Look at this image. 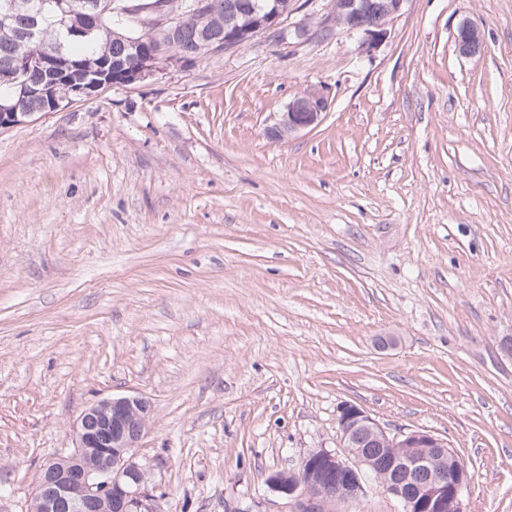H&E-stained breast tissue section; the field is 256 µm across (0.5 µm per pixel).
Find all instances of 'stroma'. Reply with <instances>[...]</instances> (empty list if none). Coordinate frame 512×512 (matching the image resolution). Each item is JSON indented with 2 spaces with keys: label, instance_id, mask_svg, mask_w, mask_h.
<instances>
[{
  "label": "stroma",
  "instance_id": "35a3bbf8",
  "mask_svg": "<svg viewBox=\"0 0 512 512\" xmlns=\"http://www.w3.org/2000/svg\"><path fill=\"white\" fill-rule=\"evenodd\" d=\"M325 5L0 129V512L122 394L160 512H289L269 477L340 450L345 403L512 512V0H406L368 54L297 36ZM307 90L321 122L271 140ZM458 51L464 56H472L480 52L483 42L479 28L471 23L464 22L459 29Z\"/></svg>",
  "mask_w": 512,
  "mask_h": 512
}]
</instances>
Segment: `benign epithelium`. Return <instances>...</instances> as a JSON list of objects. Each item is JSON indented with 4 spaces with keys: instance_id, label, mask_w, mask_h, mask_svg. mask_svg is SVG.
<instances>
[{
    "instance_id": "1",
    "label": "benign epithelium",
    "mask_w": 512,
    "mask_h": 512,
    "mask_svg": "<svg viewBox=\"0 0 512 512\" xmlns=\"http://www.w3.org/2000/svg\"><path fill=\"white\" fill-rule=\"evenodd\" d=\"M405 0H327L326 12L316 28L328 32L342 29L360 36V48L369 53L389 33L393 19ZM44 0H5L0 4V30L14 32L12 22L23 11L42 12ZM95 0H70L66 15L71 18L67 34L89 37L95 29ZM296 10L295 0H224V14H218L214 0H158L153 4H129L125 16L145 30L174 39L188 18L204 23L199 30L206 43L215 39L213 31L224 30V40L216 52L251 45L272 33H282V25ZM479 28L465 22L459 29L458 51L472 56L482 48ZM43 64L36 57L19 58L13 66L11 85L15 96L0 102V127L16 126L41 113L39 100L49 87L29 89L22 82L23 71L31 64ZM87 68L98 79L86 82L78 74ZM183 68L181 56L160 52L142 56L135 52L130 63L100 60L80 66L54 68L52 79L74 85L73 98L90 97L112 87L115 73L121 84L143 82L158 73ZM329 107L327 98L308 90L291 100L267 129L273 140H282L321 121ZM149 405L139 396H116L86 408L75 424V446L71 453L48 461L43 467L33 497L32 512H158L156 499L146 486L147 469L137 461V448L146 434ZM343 453L318 448L308 452L296 469L277 472L269 478L271 488L293 502L291 512H330V505L360 501L366 495L361 450L355 448V434L365 432L392 454L391 469L379 474V491L395 500L401 512H465L464 499L470 476L465 462L445 440L421 430L392 434L357 405L344 403L336 419ZM93 457V463L87 458ZM329 468L342 476L336 496L323 494L313 482L315 470Z\"/></svg>"
}]
</instances>
